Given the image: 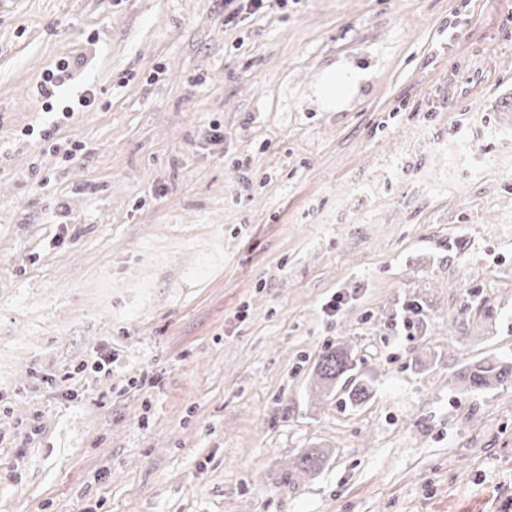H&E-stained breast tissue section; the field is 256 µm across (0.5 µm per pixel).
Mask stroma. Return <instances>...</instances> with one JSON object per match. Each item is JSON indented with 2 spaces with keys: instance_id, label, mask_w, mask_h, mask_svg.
Segmentation results:
<instances>
[{
  "instance_id": "35a3bbf8",
  "label": "stroma",
  "mask_w": 512,
  "mask_h": 512,
  "mask_svg": "<svg viewBox=\"0 0 512 512\" xmlns=\"http://www.w3.org/2000/svg\"><path fill=\"white\" fill-rule=\"evenodd\" d=\"M224 16L0 0V512H512V382L458 378L512 360V0ZM339 340L363 405L315 390ZM70 64L68 62L61 63L57 66L56 71H49L43 78V82L40 85V93L51 99L56 91H59L65 82L68 80V74H64L69 69ZM369 79V73L360 69L326 73L318 85L319 100L325 108L340 111ZM336 83L340 87L338 93L331 89ZM460 379L465 383L469 391L484 392L511 381L512 362H506L500 358L494 361L483 359L478 362L468 363L463 367Z\"/></svg>"
}]
</instances>
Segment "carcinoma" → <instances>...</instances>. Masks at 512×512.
Returning <instances> with one entry per match:
<instances>
[{"instance_id":"carcinoma-1","label":"carcinoma","mask_w":512,"mask_h":512,"mask_svg":"<svg viewBox=\"0 0 512 512\" xmlns=\"http://www.w3.org/2000/svg\"><path fill=\"white\" fill-rule=\"evenodd\" d=\"M357 364L345 343L338 342L326 348L316 366L319 392L329 395L335 388L343 390L350 404L360 406L373 397V380L363 373L352 374ZM460 379L469 391L484 392L512 379V362L499 358L490 361L483 359L463 367ZM321 463L317 452L300 455L295 462V471L288 472V478L300 473L311 472Z\"/></svg>"}]
</instances>
